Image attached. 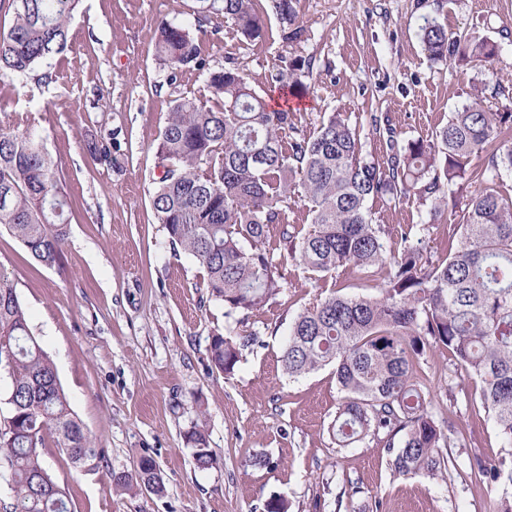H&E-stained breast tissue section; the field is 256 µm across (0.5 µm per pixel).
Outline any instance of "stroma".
<instances>
[{"label":"stroma","instance_id":"35a3bbf8","mask_svg":"<svg viewBox=\"0 0 512 512\" xmlns=\"http://www.w3.org/2000/svg\"><path fill=\"white\" fill-rule=\"evenodd\" d=\"M191 6L81 0L51 81L39 68L0 76V117L35 115L70 201L61 265L39 264L1 228L0 269L99 446L91 469L74 467L55 444L43 450L72 512H263L273 495L287 499L288 512H493L494 493L470 470L397 479L375 441L336 448L328 427L341 394L332 369L291 378L280 361L291 317L325 288L302 269L289 267L277 305L250 314L257 338L234 375L212 365L209 342L224 327V305L210 298L197 262L174 251L152 208L156 143L173 101L209 97L205 74L186 69L168 82L154 51L158 23L188 20ZM257 8L260 38L244 39L228 23L202 36L210 69L234 64L265 94L283 63L314 58L293 99L295 123L310 131L324 115L344 113L376 157L371 115L389 118L400 139L424 138L473 102L488 72L512 86V0H299L306 39L298 44L284 39L271 0ZM433 18L450 34L497 41V57L464 70L431 61L420 33ZM95 140L111 142V162L91 159ZM370 209L377 224L429 223L433 252L453 232L451 211L433 218L413 199ZM436 402L468 451H500L493 421L461 391ZM198 422L220 455L207 470L186 441ZM145 456L158 464L163 492L116 486Z\"/></svg>","mask_w":512,"mask_h":512}]
</instances>
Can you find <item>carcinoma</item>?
Instances as JSON below:
<instances>
[{"instance_id":"carcinoma-1","label":"carcinoma","mask_w":512,"mask_h":512,"mask_svg":"<svg viewBox=\"0 0 512 512\" xmlns=\"http://www.w3.org/2000/svg\"><path fill=\"white\" fill-rule=\"evenodd\" d=\"M192 23L163 21L156 54L177 72H207L211 102L179 98L160 133L162 165L153 209L173 249L195 259L206 273L212 298L224 303L225 331L214 333V367L232 374L257 333L235 326L269 307L288 284V264L315 280L351 272L375 295L318 294L296 314L281 355L290 377L332 367L341 392L330 434L336 447L351 448L370 437L389 456L396 478H436L457 468L445 450L466 447L452 426L435 418L427 350L452 353L461 373L448 375L444 390L472 379L478 402L498 428L505 452L496 459L466 455L470 471L500 491L495 512H512V197L499 190L501 172H512V112L474 102L451 113L428 139L403 141L389 120L370 117L382 137L383 154L365 156L356 129L331 112L313 131L299 128L293 113L275 109L235 67L208 70L199 43L203 27L230 22L244 39L263 31L256 0H193ZM300 43L298 0H271ZM80 0H0L12 15L0 28V75L52 66L68 40V25ZM428 56L466 66L499 52L490 38L450 36L432 19L421 28ZM296 64L272 80L302 86ZM484 164L467 167L473 155ZM472 187L454 218L456 245L442 256L423 252L427 224L373 223L368 203L397 206L410 198L436 215L454 188ZM309 203L303 231L288 221L296 193ZM69 207L59 167L27 113L0 121V227L39 263L60 265ZM279 227L278 244L269 229ZM0 376L7 379L0 416V469L13 496L4 512H71L64 489L49 472L42 448L48 440L71 462L98 457L95 441L74 416L53 359L28 324L26 310L0 272ZM196 466L213 467L215 449L202 429L187 435ZM160 492V469L151 457L131 475Z\"/></svg>"}]
</instances>
